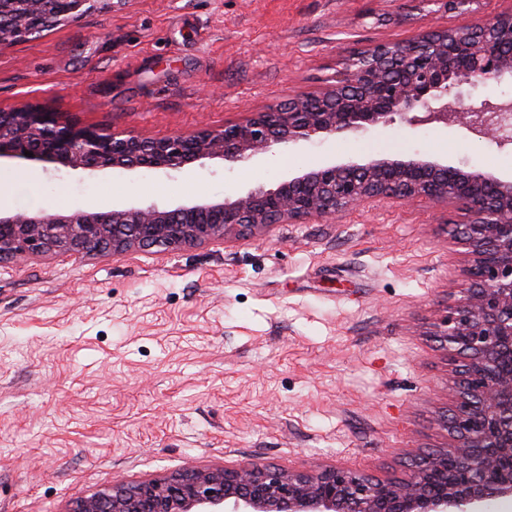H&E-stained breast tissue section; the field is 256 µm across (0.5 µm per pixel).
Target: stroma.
I'll use <instances>...</instances> for the list:
<instances>
[{
	"instance_id": "35a3bbf8",
	"label": "stroma",
	"mask_w": 512,
	"mask_h": 512,
	"mask_svg": "<svg viewBox=\"0 0 512 512\" xmlns=\"http://www.w3.org/2000/svg\"><path fill=\"white\" fill-rule=\"evenodd\" d=\"M421 0H123L0 48V110L164 138L323 86L352 49L455 24ZM400 152L512 174V147L395 126L245 167L57 171L0 163V205H175ZM461 216L373 204L234 244L0 262V512H70L190 467L340 464L384 477L449 443L456 366L427 336L465 283Z\"/></svg>"
}]
</instances>
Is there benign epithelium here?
<instances>
[{
    "label": "benign epithelium",
    "instance_id": "benign-epithelium-1",
    "mask_svg": "<svg viewBox=\"0 0 512 512\" xmlns=\"http://www.w3.org/2000/svg\"><path fill=\"white\" fill-rule=\"evenodd\" d=\"M91 2L0 0V46L38 37L48 17L75 21ZM423 2L443 5L459 21L423 29L406 42L355 48L324 87L220 129L149 139L61 123L49 112L20 106L0 110V159L58 170L170 174L202 160L233 167L286 152L298 141L395 124L457 126L512 145V101L491 99L490 84L467 98L459 92L474 87L478 74L496 84L512 78V10L477 14L474 0ZM393 200L445 203L465 217L460 241L470 256L462 269L468 288L430 327L447 355L464 361L446 419L447 447L416 456L405 473L388 479L336 465L290 471L253 461L192 468L100 489L72 512H491L494 502L512 498V177L426 153L386 154L178 206L0 210V260L228 243L275 224H303Z\"/></svg>",
    "mask_w": 512,
    "mask_h": 512
}]
</instances>
